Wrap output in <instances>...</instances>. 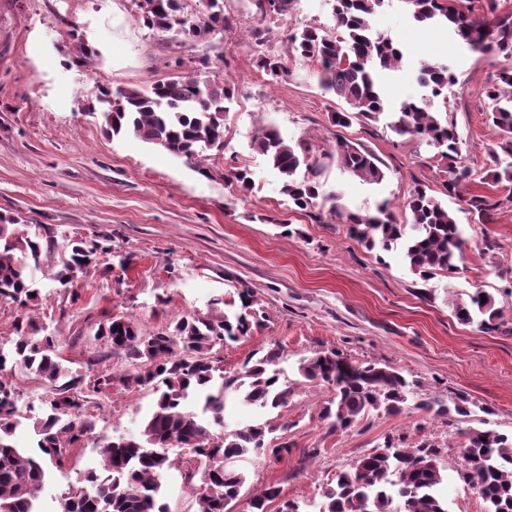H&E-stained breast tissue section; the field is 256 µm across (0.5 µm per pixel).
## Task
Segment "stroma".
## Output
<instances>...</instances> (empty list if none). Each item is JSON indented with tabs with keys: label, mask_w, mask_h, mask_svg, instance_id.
Listing matches in <instances>:
<instances>
[{
	"label": "stroma",
	"mask_w": 512,
	"mask_h": 512,
	"mask_svg": "<svg viewBox=\"0 0 512 512\" xmlns=\"http://www.w3.org/2000/svg\"><path fill=\"white\" fill-rule=\"evenodd\" d=\"M332 5L295 0L286 18L263 20L249 0H224L229 26L208 42L174 50L142 25L132 0H0V214L22 216L30 234L49 229L58 245L80 238L98 249L74 284L61 286L44 270L35 279L39 326L59 336L63 364L80 378L85 412L100 437L136 433L155 396L121 384L131 365L95 339L99 323L129 315L144 334L163 332L183 315L207 312L213 299L233 300L247 289L265 321L250 336L214 348L225 375L241 373L253 354L275 348L280 370L291 377L300 358L333 348L359 364L401 369L417 397L447 403L462 397L477 409L450 421L417 410L411 398L399 415L373 412L351 430L333 431L320 417L333 395L329 385L295 384L287 406L262 412L227 393V429L262 418L276 427L272 444L290 446L275 463L239 461L246 482L231 512L271 485L301 512H320L337 473L388 438L437 447L448 512H486L458 470L463 429L485 424L512 434V187L485 179L495 142L482 94L506 62L462 49L445 29L414 22L399 0H385L372 18L373 34L391 37L405 52L402 69L381 77L391 103L423 96L413 78L420 61L442 58L452 67L455 80L434 109L457 132L458 164L472 176L465 198L449 197L436 149L395 135L381 120L333 125L330 114L343 104L319 88L314 65L289 60L287 74L276 81L258 67L257 32L271 30L266 48L280 53L294 29L333 30ZM71 20L98 52L90 67L69 64ZM204 59L234 90L224 150L209 160V176L138 139L108 137L99 116L88 112L98 79L144 86L196 71ZM268 121L285 138H310L320 151L347 138L376 156L385 173L378 184L333 161L322 173L324 192L352 212L369 214L382 200L399 204L415 187H428L468 237L458 274L421 280L402 250L366 249L350 238L347 225L290 210L265 157L250 148ZM234 167L249 170L250 191L225 180ZM472 195L497 203L495 223H477L466 202ZM488 239L495 249L485 248ZM478 288L496 300V330L454 315V302ZM106 371L111 388L94 392ZM100 470L93 442L71 448L40 494L43 512H57L55 498L67 483Z\"/></svg>",
	"instance_id": "stroma-1"
}]
</instances>
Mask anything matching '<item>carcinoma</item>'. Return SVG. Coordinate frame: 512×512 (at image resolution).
I'll return each instance as SVG.
<instances>
[{
	"label": "carcinoma",
	"instance_id": "cac0c4a2",
	"mask_svg": "<svg viewBox=\"0 0 512 512\" xmlns=\"http://www.w3.org/2000/svg\"><path fill=\"white\" fill-rule=\"evenodd\" d=\"M261 18L286 17L294 0H250ZM385 0H334L336 31L328 33L305 26L286 36V54L263 50L267 39L257 38L258 66L272 76L287 69L288 59H301L316 66L319 87L345 103L347 109L331 113L334 125L348 128L360 118L385 117L387 127L397 135H408L438 150L448 160L442 186L448 195L459 193L471 171L456 165L458 137L442 124L433 110L432 99L442 95L453 73L443 62H422L416 81L430 95L410 99L398 106L384 96L379 76L401 68L404 53L392 39L371 32V17ZM415 21H440L461 45L481 54L512 59V15L496 14L497 0H486L477 15L469 0H401ZM145 27L165 36L175 46L202 42L217 29L228 26L224 0H207V15L197 17L184 10L183 0H135ZM67 35L70 64L84 67L97 56L74 24ZM501 85L484 89L488 119L494 128L495 145L512 157V106L501 105L511 93L512 69L499 74ZM233 100V89L222 80H204L200 75L177 74L154 83L150 89L97 86L96 101L105 133L110 137L132 135L172 155L202 167L206 151L224 148V115ZM251 148L264 156L280 177V192L294 211L328 210V215L349 225L350 237L369 249L388 251L404 243L410 268L422 279L436 271L458 272L467 239L448 207L423 188L404 201L410 222L403 224L388 199L378 203L375 213L362 215L338 204V197L326 195L319 182L323 163L308 140L290 141L272 124L262 125ZM338 164L368 183H379L384 172L378 159L349 139L337 141ZM303 176H297L299 169ZM468 205L478 223H495L499 203L474 195ZM21 217L0 215V300L12 301L23 309L15 320L16 338L11 346L0 342V512H39L36 508L47 476L45 461L60 464L67 451L82 438L93 434L95 422L84 412L85 400L76 391L78 379L63 367L57 338L40 334L32 314L41 300L34 273L43 269L50 277L68 285L78 280L93 263L97 248L72 241L63 250L50 232L18 233ZM480 289L456 304L455 317L487 330L498 326L499 310L492 295L481 301ZM240 307L233 301L213 300L215 308L180 319L168 334L143 336L127 315H115L99 325L96 337L112 352L122 354L134 370L121 377L126 387L150 386L156 394L152 411L141 421L138 433L116 439H101L98 454L105 470L94 472L67 485L69 512H166L160 503L163 479L177 463L190 456L198 468L185 478L195 483L200 512H226L239 496L245 475L234 463L248 455L274 461L288 451L282 443L267 446L275 426L256 420L230 432L224 428L225 398L228 390L239 393L243 402L261 409L288 404L291 383L276 368L280 352L270 350L248 359L244 371L224 375L210 360L216 345L248 336L261 326L253 308L254 296L245 289L238 293ZM227 309L220 311L216 306ZM20 369L47 386L49 409L40 416L24 413L18 406V392L10 379ZM297 375L308 382L325 383L334 396L322 417L333 430H348L371 411L399 414L410 392V382L395 367L386 364H354L334 349L322 350L300 360ZM417 409L436 416L467 417L469 401L458 399L448 405L438 399H423ZM32 427L38 453L30 454L13 444L18 427ZM461 479L486 503L487 512H512V435L493 429L471 428L465 432ZM171 448L183 453L173 456ZM437 449L426 443L410 448L387 441L383 447L359 457L336 475V485L327 489L325 512H448L439 495L443 474ZM280 490L266 487L251 501V512H268L279 501L276 512H298V505L279 500Z\"/></svg>",
	"mask_w": 512,
	"mask_h": 512
}]
</instances>
